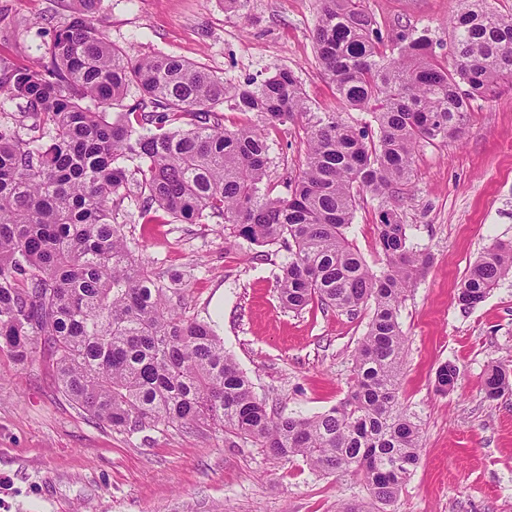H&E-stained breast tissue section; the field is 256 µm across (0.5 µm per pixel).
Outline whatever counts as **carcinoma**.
Listing matches in <instances>:
<instances>
[{
    "mask_svg": "<svg viewBox=\"0 0 512 512\" xmlns=\"http://www.w3.org/2000/svg\"><path fill=\"white\" fill-rule=\"evenodd\" d=\"M99 3L72 0L46 62L0 80L1 93L26 101L40 131L25 139L0 129V355L21 365L41 349L64 395L119 431H222L362 481L367 500L339 502L336 512H395L421 460L418 424L398 397V316L431 256L408 244L389 203L412 184L421 144L458 139L469 100L512 84V13L490 0H458L452 63L444 65L428 30L386 38L364 0H318L321 74L345 107L374 108L373 130L313 110L288 69L252 88L173 55L132 59L89 22ZM133 89L140 97L127 104ZM87 97L97 110L83 107ZM224 104L269 126L303 122L305 164L286 196L263 189L269 147L261 129L224 127ZM129 163L140 175L143 223L162 224L165 214L188 224L217 218L229 238L283 242L284 306L371 310L343 401L309 417L268 410L211 324L169 305L176 289L135 259L114 222L130 197ZM362 191L379 203L380 271L348 238ZM511 275L512 245L489 247L461 282L458 304L475 308ZM459 376L455 364H441L436 390L454 391ZM484 386L491 400L512 392V372L493 366Z\"/></svg>",
    "mask_w": 512,
    "mask_h": 512,
    "instance_id": "carcinoma-1",
    "label": "carcinoma"
}]
</instances>
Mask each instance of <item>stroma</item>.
Masks as SVG:
<instances>
[{
  "mask_svg": "<svg viewBox=\"0 0 512 512\" xmlns=\"http://www.w3.org/2000/svg\"><path fill=\"white\" fill-rule=\"evenodd\" d=\"M383 33L428 29L449 62L455 0H365ZM70 0H0V78L42 61L70 19ZM318 0H101L93 25L130 57L168 54L205 65L231 83H263L292 70L313 107L339 111L321 75L311 32ZM264 180L285 195L305 160L301 122L266 128ZM412 245L432 263L399 314L405 338L399 394L421 428L422 460L398 512H512V393L486 398L495 364L512 368V277L462 310L457 292L470 265L496 243H512V86L473 100L460 139L423 144L399 208ZM137 256L173 280L186 316L211 323L268 407L313 416L343 400L368 313L352 317L311 303L294 312L279 299L285 246L255 257L216 222L144 224L135 201L117 218ZM378 203L361 194L350 237L373 269L385 263ZM457 365L455 390L435 372ZM0 512H336L366 498L362 482L322 475L302 459L274 456L219 432L172 428L129 435L78 409L42 353L22 367L0 356ZM460 371L451 362L441 364L435 373V388L442 394L453 392L457 386Z\"/></svg>",
  "mask_w": 512,
  "mask_h": 512,
  "instance_id": "obj_1",
  "label": "stroma"
}]
</instances>
